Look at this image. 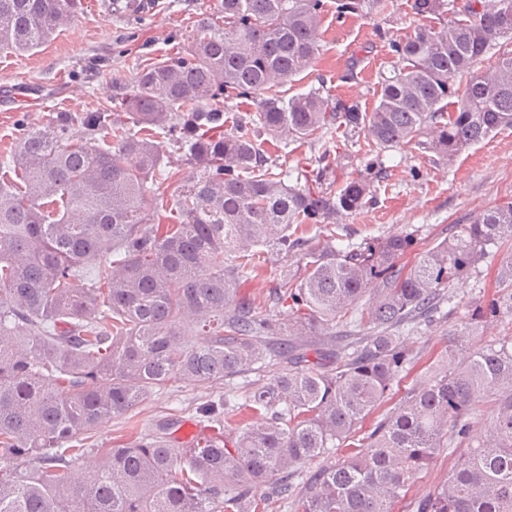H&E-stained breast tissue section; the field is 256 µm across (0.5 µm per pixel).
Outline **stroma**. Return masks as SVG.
<instances>
[{"mask_svg": "<svg viewBox=\"0 0 512 512\" xmlns=\"http://www.w3.org/2000/svg\"><path fill=\"white\" fill-rule=\"evenodd\" d=\"M219 0H160L156 9L136 14L125 0H84L70 28L42 47L24 54L0 53V156L13 148L21 116L40 123L53 109L91 111L112 103L113 78L132 74L142 58L160 60L178 50L176 36L190 30L196 16L215 10ZM319 55L308 71L285 84L293 96L323 88L333 96L372 108L377 101L379 74L389 58V43L413 33L418 24L407 0H395V12L384 28L375 21L337 19L334 0H325ZM363 138L336 132L324 141L287 139L280 147L265 145L273 172L311 171L322 150L331 154L332 176L342 181L364 173ZM163 164L153 180L149 209L169 215L178 184L191 180L194 168L181 152L161 141ZM385 179L376 182L375 199L356 214L339 219L336 234L359 242L405 231H416V251L428 249L452 225L472 223L486 210L512 202V129H503L443 164L432 154L409 148L386 151ZM294 257H272L243 286L259 311L287 321L288 308L272 298L281 273L296 269ZM221 390L194 382L173 381L154 390L134 417H115L89 433L92 448L125 442L132 429L147 430L158 419L174 417L197 423L196 409L218 398Z\"/></svg>", "mask_w": 512, "mask_h": 512, "instance_id": "35a3bbf8", "label": "stroma"}]
</instances>
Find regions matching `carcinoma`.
Instances as JSON below:
<instances>
[{
	"instance_id": "cac0c4a2",
	"label": "carcinoma",
	"mask_w": 512,
	"mask_h": 512,
	"mask_svg": "<svg viewBox=\"0 0 512 512\" xmlns=\"http://www.w3.org/2000/svg\"><path fill=\"white\" fill-rule=\"evenodd\" d=\"M324 8L220 0L180 35L181 52L112 79V105L21 119L0 160V512H268L275 497L292 512H512V345L477 340L512 315V252L492 298L471 305L401 391L419 360L407 333L453 316L450 284L512 240V203L417 254L413 232L344 247L332 233L314 249L290 232L363 210L389 149L450 163L512 128V49L500 43L512 39V0H413L424 23L390 43L367 111L318 89L280 94L316 59ZM80 9L0 0V50L41 47ZM335 12L375 19L390 0H335ZM492 51L494 66L472 72ZM239 100L254 108L229 126ZM342 127L367 135L370 178L328 181L325 150L311 178L289 185L259 142ZM159 138L197 169L174 191L173 224L147 208ZM269 253L299 256L300 275L279 284L286 325L241 290ZM356 311V329L336 334ZM272 362L281 372L244 396L230 389L199 407L213 429L203 446L176 451L166 420L113 448L84 447L85 434L174 379L230 386ZM484 401L493 410L474 440ZM228 410L242 422L225 425ZM350 438L346 456L305 470ZM443 448L456 456L447 480L409 496ZM90 454L97 464L76 475Z\"/></svg>"
}]
</instances>
